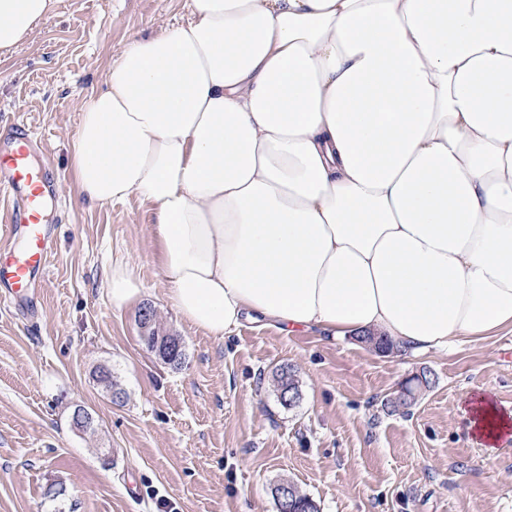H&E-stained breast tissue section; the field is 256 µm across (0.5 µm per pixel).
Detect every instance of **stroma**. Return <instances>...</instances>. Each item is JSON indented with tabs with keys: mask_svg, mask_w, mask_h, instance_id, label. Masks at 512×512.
Listing matches in <instances>:
<instances>
[{
	"mask_svg": "<svg viewBox=\"0 0 512 512\" xmlns=\"http://www.w3.org/2000/svg\"><path fill=\"white\" fill-rule=\"evenodd\" d=\"M187 17L186 0H58L0 54V132L21 123L45 140L60 184L32 302H0V512H158L164 499L173 512H277L284 480L318 512H512V441L488 453L458 410L481 389L512 408V334L407 359L250 320L217 340L172 305L150 207L134 195L78 201L69 159L82 101L130 38ZM116 260L145 287L120 310L106 284ZM144 305L181 337L180 365L141 342ZM102 365L123 405L94 380ZM284 366L299 390L290 406L273 381ZM419 372L429 389L410 411H390ZM78 408L94 432L73 430Z\"/></svg>",
	"mask_w": 512,
	"mask_h": 512,
	"instance_id": "stroma-1",
	"label": "stroma"
}]
</instances>
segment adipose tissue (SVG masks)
I'll list each match as a JSON object with an SVG mask.
<instances>
[{
    "label": "adipose tissue",
    "instance_id": "adipose-tissue-1",
    "mask_svg": "<svg viewBox=\"0 0 512 512\" xmlns=\"http://www.w3.org/2000/svg\"><path fill=\"white\" fill-rule=\"evenodd\" d=\"M57 0H0V50ZM83 100L80 202L154 211L180 315L397 356L512 332V0H188ZM114 307L144 293L113 263ZM484 447L512 411L472 396Z\"/></svg>",
    "mask_w": 512,
    "mask_h": 512
}]
</instances>
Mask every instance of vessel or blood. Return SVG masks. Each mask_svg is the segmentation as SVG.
Returning <instances> with one entry per match:
<instances>
[{"label": "vessel or blood", "mask_w": 512, "mask_h": 512, "mask_svg": "<svg viewBox=\"0 0 512 512\" xmlns=\"http://www.w3.org/2000/svg\"><path fill=\"white\" fill-rule=\"evenodd\" d=\"M36 150L23 126H15L12 145L0 150V195L12 202L9 210L0 211V236H23V248L0 259V284H5V299L27 303L35 277L45 270L53 253L52 240L42 222V205L55 186L44 167L33 161Z\"/></svg>", "instance_id": "vessel-or-blood-1"}]
</instances>
